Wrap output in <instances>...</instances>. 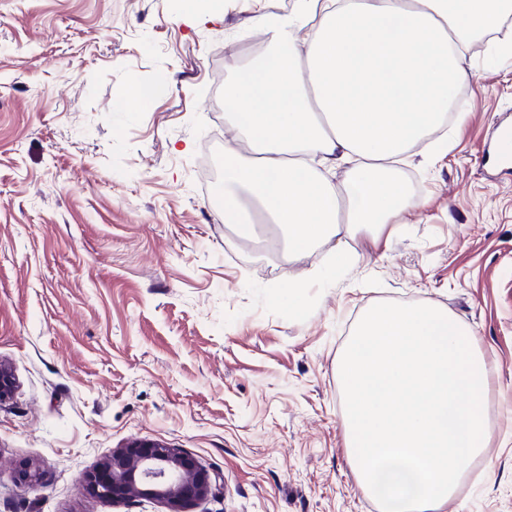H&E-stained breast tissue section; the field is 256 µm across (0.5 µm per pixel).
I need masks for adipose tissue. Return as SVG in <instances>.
I'll return each instance as SVG.
<instances>
[{
    "label": "adipose tissue",
    "instance_id": "adipose-tissue-1",
    "mask_svg": "<svg viewBox=\"0 0 512 512\" xmlns=\"http://www.w3.org/2000/svg\"><path fill=\"white\" fill-rule=\"evenodd\" d=\"M512 0H294L259 13L268 52L224 61V221L250 231L256 212L289 250L342 225L400 224L417 201L391 174L442 122L468 77L464 37L492 31ZM347 166L345 197L329 171Z\"/></svg>",
    "mask_w": 512,
    "mask_h": 512
}]
</instances>
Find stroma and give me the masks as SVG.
Here are the masks:
<instances>
[{"mask_svg":"<svg viewBox=\"0 0 512 512\" xmlns=\"http://www.w3.org/2000/svg\"><path fill=\"white\" fill-rule=\"evenodd\" d=\"M293 0H0V512H167L81 478L160 441L217 481L191 512H378L349 459L341 354L379 302L469 328L488 439L445 512H512V169L485 148L512 116V54L471 38L457 118L398 170L421 207L381 232L285 249L224 222L226 52ZM162 95L133 100L140 81ZM354 264L335 268L338 248ZM301 308L288 286L304 271ZM40 472L25 487L27 465Z\"/></svg>","mask_w":512,"mask_h":512,"instance_id":"1","label":"stroma"}]
</instances>
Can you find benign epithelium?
Here are the masks:
<instances>
[{"mask_svg":"<svg viewBox=\"0 0 512 512\" xmlns=\"http://www.w3.org/2000/svg\"><path fill=\"white\" fill-rule=\"evenodd\" d=\"M16 387L11 365L0 360V403ZM88 492L114 502L139 498L159 502L168 512H188L212 490L210 475L178 448L155 441H136L115 448L97 469L82 478Z\"/></svg>","mask_w":512,"mask_h":512,"instance_id":"obj_1","label":"benign epithelium"}]
</instances>
